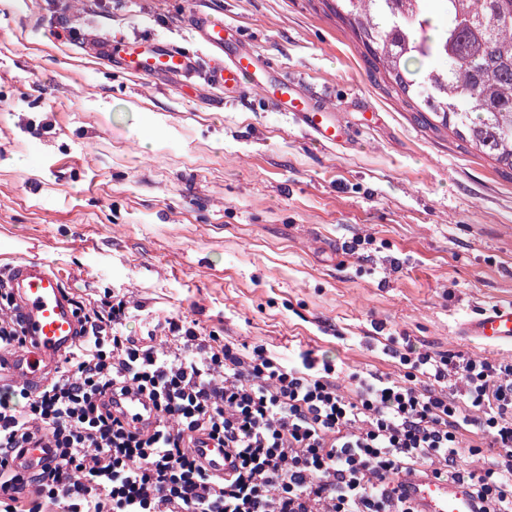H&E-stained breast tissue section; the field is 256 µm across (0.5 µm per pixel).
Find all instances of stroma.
I'll use <instances>...</instances> for the list:
<instances>
[{
    "mask_svg": "<svg viewBox=\"0 0 512 512\" xmlns=\"http://www.w3.org/2000/svg\"><path fill=\"white\" fill-rule=\"evenodd\" d=\"M335 108L314 143L259 96L224 99L187 8ZM0 0V269L35 259L71 295L125 294L126 331L179 315L284 364L304 352L402 379L407 336L512 361L459 326L512 302V173L422 125L331 0ZM164 39L193 77L144 78L101 38ZM27 160L26 169L14 158Z\"/></svg>",
    "mask_w": 512,
    "mask_h": 512,
    "instance_id": "35a3bbf8",
    "label": "stroma"
}]
</instances>
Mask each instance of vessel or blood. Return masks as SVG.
I'll return each instance as SVG.
<instances>
[{
	"mask_svg": "<svg viewBox=\"0 0 512 512\" xmlns=\"http://www.w3.org/2000/svg\"><path fill=\"white\" fill-rule=\"evenodd\" d=\"M189 24L210 54L209 80L225 96L261 95L278 111L290 113L293 122L317 142L328 145L344 139L345 132L337 124L331 105L314 98L299 79L275 70L250 48L240 45L226 52L229 27L223 20L195 10ZM97 51L118 61L124 71L147 78L159 74L187 76L197 66L195 58L181 48L155 40L112 38L98 43ZM10 277L26 343L0 361V390L16 384L39 388L55 374L62 355L76 339L79 322L60 277L41 261L14 267ZM461 333L487 344H512V303L491 307L465 321ZM119 407L124 420L136 426L147 423L152 415L145 401L129 395ZM191 451L210 473L223 475V449L197 442ZM50 456L49 449L33 444L20 449L13 466L24 473L35 472ZM401 482L416 512H474L472 500L458 484L417 474L404 476Z\"/></svg>",
	"mask_w": 512,
	"mask_h": 512,
	"instance_id": "obj_1",
	"label": "vessel or blood"
}]
</instances>
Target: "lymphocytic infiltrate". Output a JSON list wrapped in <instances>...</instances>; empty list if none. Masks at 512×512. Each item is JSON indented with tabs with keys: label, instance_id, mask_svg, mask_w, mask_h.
Returning a JSON list of instances; mask_svg holds the SVG:
<instances>
[{
	"label": "lymphocytic infiltrate",
	"instance_id": "1",
	"mask_svg": "<svg viewBox=\"0 0 512 512\" xmlns=\"http://www.w3.org/2000/svg\"><path fill=\"white\" fill-rule=\"evenodd\" d=\"M78 341L42 388L0 393V512H413L400 475L461 484L477 512H512V362L399 353L396 381L303 355L281 364L177 316L126 335L125 297L74 299ZM13 289L0 276V355L24 345ZM433 387L418 388V377ZM145 397L155 420L127 426L116 397ZM206 437L232 471L191 453ZM54 454L33 474L12 466L32 442ZM483 456L464 467L461 452Z\"/></svg>",
	"mask_w": 512,
	"mask_h": 512
}]
</instances>
